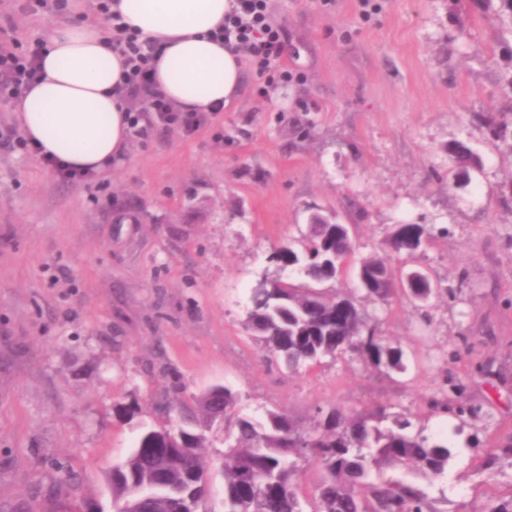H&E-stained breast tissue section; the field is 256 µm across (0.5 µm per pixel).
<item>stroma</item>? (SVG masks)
Listing matches in <instances>:
<instances>
[{
    "instance_id": "35a3bbf8",
    "label": "stroma",
    "mask_w": 512,
    "mask_h": 512,
    "mask_svg": "<svg viewBox=\"0 0 512 512\" xmlns=\"http://www.w3.org/2000/svg\"><path fill=\"white\" fill-rule=\"evenodd\" d=\"M26 2L0 0V28L26 49L102 19L97 0L64 14ZM376 2L365 17L359 0H271L290 79L261 92L245 69L238 100L199 132L149 127L92 182L0 151V504L48 494L60 462L79 479L74 502L106 494L142 428L214 385L237 394L236 414L282 408L305 427L320 407L390 402L451 434L438 512L512 496V459L484 468L512 440V150L472 119L512 122V34L482 0ZM454 140L483 161L465 188L448 178ZM313 208L351 225L361 255L386 250L397 223L433 228L414 264L444 294L374 308L405 373L342 354L291 375L246 329L272 253ZM443 394L447 412H431ZM129 404L130 421L115 411Z\"/></svg>"
}]
</instances>
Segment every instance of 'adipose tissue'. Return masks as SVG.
<instances>
[{
  "instance_id": "obj_1",
  "label": "adipose tissue",
  "mask_w": 512,
  "mask_h": 512,
  "mask_svg": "<svg viewBox=\"0 0 512 512\" xmlns=\"http://www.w3.org/2000/svg\"><path fill=\"white\" fill-rule=\"evenodd\" d=\"M234 0H112L124 23L157 48L153 88L177 109L209 112L236 100L243 64L213 41ZM104 26L73 22L53 28L41 52L43 78L15 103L26 139L62 163L100 172L125 156L129 104L119 93L124 58Z\"/></svg>"
}]
</instances>
